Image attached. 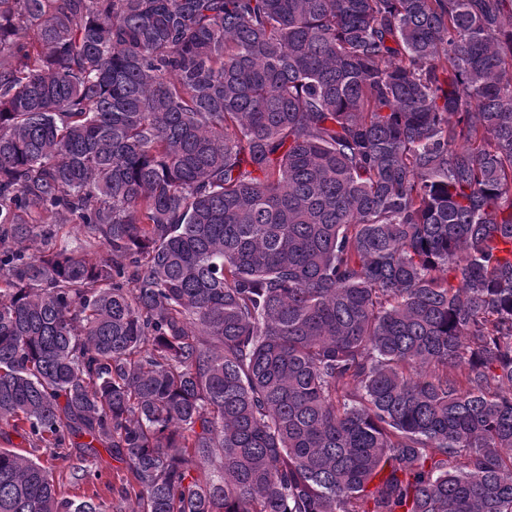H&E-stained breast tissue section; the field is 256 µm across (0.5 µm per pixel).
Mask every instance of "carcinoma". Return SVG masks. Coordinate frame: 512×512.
Instances as JSON below:
<instances>
[{"mask_svg": "<svg viewBox=\"0 0 512 512\" xmlns=\"http://www.w3.org/2000/svg\"><path fill=\"white\" fill-rule=\"evenodd\" d=\"M0 423L139 512H512V0H0ZM0 512L101 506L0 448ZM0 448H9L31 458L39 457L53 473L59 492L75 500L83 496L96 494L95 501L104 506L105 512H135L138 505L129 486L133 477L122 462L112 458L103 448L98 449L99 456L93 465L101 474L98 480L77 481L75 475H81L79 468L88 465L82 460L77 448H30L28 442L11 427L0 424ZM130 491V492H129Z\"/></svg>", "mask_w": 512, "mask_h": 512, "instance_id": "obj_1", "label": "carcinoma"}]
</instances>
